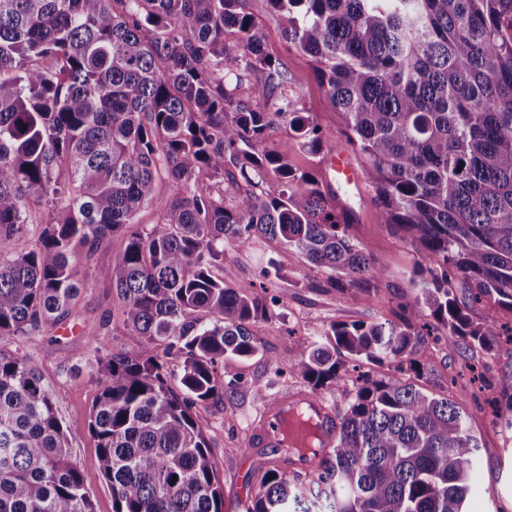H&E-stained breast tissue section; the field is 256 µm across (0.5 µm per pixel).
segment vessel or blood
<instances>
[{
  "label": "vessel or blood",
  "mask_w": 512,
  "mask_h": 512,
  "mask_svg": "<svg viewBox=\"0 0 512 512\" xmlns=\"http://www.w3.org/2000/svg\"><path fill=\"white\" fill-rule=\"evenodd\" d=\"M301 412L308 416L317 438L312 446L313 452L320 456L325 455L335 443L336 416L319 398L303 392L282 395L265 410L254 433V442L270 448L289 447V426Z\"/></svg>",
  "instance_id": "obj_1"
}]
</instances>
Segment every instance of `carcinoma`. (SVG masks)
Returning <instances> with one entry per match:
<instances>
[{
  "instance_id": "cac0c4a2",
  "label": "carcinoma",
  "mask_w": 512,
  "mask_h": 512,
  "mask_svg": "<svg viewBox=\"0 0 512 512\" xmlns=\"http://www.w3.org/2000/svg\"><path fill=\"white\" fill-rule=\"evenodd\" d=\"M240 0H0V341L62 321L85 287L78 247L127 236L112 260V322L133 341L96 362L89 429L113 512H223L207 438L193 416L224 402L234 361L259 350L265 303L231 287L224 245L260 238L330 270L345 293L382 270L328 209L318 181L254 146L281 126L310 153L332 138L299 108L284 64L265 54ZM290 47L311 58L364 158L381 224L420 245L417 303L484 348L448 288L512 308V0H267ZM238 36L239 52L224 43ZM255 72L261 83L240 89ZM278 184H268L269 173ZM176 184L168 198L156 181ZM243 193L224 199V182ZM158 219L137 226L143 206ZM39 225L28 251L12 242ZM410 322L330 324L292 368L314 390L345 360L359 375L335 445L304 488L267 470L245 512H463L481 445L461 401L433 390ZM181 360L171 386L167 359ZM512 431V378L492 399ZM53 394L25 356L0 348V512H93Z\"/></svg>"
}]
</instances>
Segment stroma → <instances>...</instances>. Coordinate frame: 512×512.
<instances>
[{"mask_svg": "<svg viewBox=\"0 0 512 512\" xmlns=\"http://www.w3.org/2000/svg\"><path fill=\"white\" fill-rule=\"evenodd\" d=\"M240 8L256 25L265 53L286 67L291 85L301 92L300 107L326 131L336 151L346 157L358 178L348 184L329 170L323 155L300 149L293 132L282 127L255 146L256 153L275 152L300 171L320 181L331 209L347 218L356 243L380 266L384 275L373 292L354 289L342 294L328 285V271L310 268L295 249L279 241L262 239L250 248L225 247L224 263L234 271V288L248 297L273 300L271 319L250 325L261 350L235 361L237 382L226 388L224 402L196 405L194 412L211 449L217 476L224 486V512H244V499L253 497L262 474L275 464V451L250 445L257 416L255 394L267 388L309 391L299 375L288 373L301 340H320L331 323L400 319L424 324L426 312L416 302L421 254L410 239L392 226L379 223L375 190L364 176V161L348 143L341 118L318 82L308 55L290 48L267 0H241ZM122 235L107 238L92 252L79 251L77 269L85 276L83 288L70 314L36 340L10 339L4 348L25 355L50 388L57 411L70 439L74 460L89 476L94 512H112V490L97 476V441L88 429L89 415L100 390L93 374L97 345L118 352L131 347L122 329L113 327L112 259L124 247ZM278 276L264 278L268 265ZM450 288L458 303L475 322H489L499 331L489 349H471L465 343L439 342V329H431L416 352L431 380L440 387L469 385L468 363L479 364L487 388L512 377V309L493 301H474L469 284L454 278ZM99 340H92L91 332ZM468 424L481 445L478 460L470 466L465 512H512V443L483 398L464 401Z\"/></svg>", "mask_w": 512, "mask_h": 512, "instance_id": "35a3bbf8", "label": "stroma"}]
</instances>
